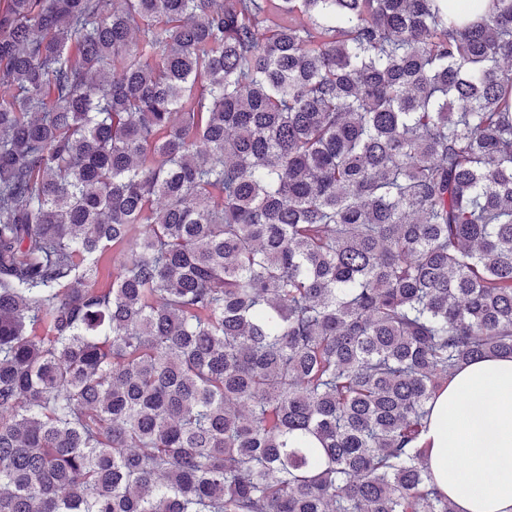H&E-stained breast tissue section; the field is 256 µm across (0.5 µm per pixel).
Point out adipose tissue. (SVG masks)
<instances>
[{
    "mask_svg": "<svg viewBox=\"0 0 512 512\" xmlns=\"http://www.w3.org/2000/svg\"><path fill=\"white\" fill-rule=\"evenodd\" d=\"M423 443L455 512H512V357L481 359L449 377Z\"/></svg>",
    "mask_w": 512,
    "mask_h": 512,
    "instance_id": "obj_1",
    "label": "adipose tissue"
}]
</instances>
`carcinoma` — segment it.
Here are the masks:
<instances>
[{
	"mask_svg": "<svg viewBox=\"0 0 512 512\" xmlns=\"http://www.w3.org/2000/svg\"><path fill=\"white\" fill-rule=\"evenodd\" d=\"M487 356L512 0L0 4V512H455Z\"/></svg>",
	"mask_w": 512,
	"mask_h": 512,
	"instance_id": "1",
	"label": "carcinoma"
}]
</instances>
